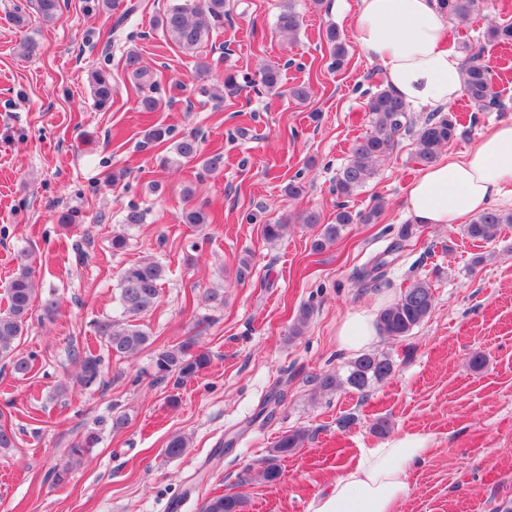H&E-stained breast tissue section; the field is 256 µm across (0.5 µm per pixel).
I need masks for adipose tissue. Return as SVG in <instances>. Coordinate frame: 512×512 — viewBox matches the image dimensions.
<instances>
[{"mask_svg":"<svg viewBox=\"0 0 512 512\" xmlns=\"http://www.w3.org/2000/svg\"><path fill=\"white\" fill-rule=\"evenodd\" d=\"M443 0H357L352 34L382 68L386 89L408 108L447 109L463 94L460 54L448 42ZM512 191V123L486 132L461 156L428 166L409 185L408 212L416 224H457L487 211ZM377 316L347 311L336 347L356 353L374 343ZM430 437L405 432L363 449L356 462L313 499L310 512H397L423 462Z\"/></svg>","mask_w":512,"mask_h":512,"instance_id":"adipose-tissue-1","label":"adipose tissue"}]
</instances>
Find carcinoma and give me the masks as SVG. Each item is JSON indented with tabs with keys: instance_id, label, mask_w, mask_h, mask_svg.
<instances>
[{
	"instance_id": "obj_1",
	"label": "carcinoma",
	"mask_w": 512,
	"mask_h": 512,
	"mask_svg": "<svg viewBox=\"0 0 512 512\" xmlns=\"http://www.w3.org/2000/svg\"><path fill=\"white\" fill-rule=\"evenodd\" d=\"M450 15L466 20L481 9L482 0H447ZM29 7L45 23L54 22L61 11V0H28ZM225 0H176L163 15L156 20V26L178 48L196 55V74L203 79L210 76L211 64L201 55V48L208 42L210 33L224 24ZM102 7L112 11L115 20L110 30L116 35L138 5L134 0H102ZM277 27L282 35L292 39L301 27L300 16L294 0H282L277 17ZM326 40L336 67L347 61L349 49L336 29L326 32ZM489 43L512 44V24H495L486 31ZM481 51H476L463 62L461 78L464 93L470 105L478 112L501 110L502 103L493 92L488 67L480 62ZM125 68L134 84L142 91L138 108L142 112H153L158 99L154 96L156 80L153 74L141 65V58L134 50H129L125 58ZM261 85L268 91L282 87V76L278 67L267 66L261 72ZM95 104L104 109L112 105L114 87L110 74L104 69L90 72ZM373 130L356 140L351 146L350 163L343 169L336 182V197L348 199L361 190L376 174L377 166L393 151L395 137L400 132H414L416 137L415 160L428 166L438 160L444 147L456 138L457 116L453 113L433 112L414 127L402 102L385 88L374 92L366 103ZM174 162L197 160L201 166L199 179L204 175L224 167V153L215 150L202 154L201 140L195 133L183 135L174 145ZM380 215L376 206L367 212H353L342 204H336L335 223L320 226L318 240L314 248L321 250L335 242L350 224H369ZM216 221L202 204H193L184 211V223L202 228ZM504 224H512V211L491 209L475 217L465 225V234L474 240L490 241L501 231ZM17 271L9 282L7 307L0 311V361L9 364L17 379L24 378L32 367L33 356L19 349V341L27 331L31 309L36 294L34 271L28 256H21ZM165 267L158 261L132 263L121 271L119 278L118 302L121 318L106 319L94 324V333L101 339L107 351L118 357L127 358L153 344L148 331L137 324V320L157 302ZM434 294L426 280H416L404 288L399 296L383 308L378 317V329L384 336L400 338L409 335L431 313ZM313 307H303L289 330L291 337L303 334ZM79 363L78 382L90 387L101 377V358L90 348L71 353ZM210 362L209 353L190 337L184 341L167 345L158 350L154 358L156 376L178 380L192 377ZM393 361L385 354L364 353L356 357L348 366L345 375L325 373L315 377L318 387L332 390L345 387L352 392L364 393L374 382H382L393 372ZM307 439L304 430H294L282 435L269 451L268 457L258 471L259 480L274 484L281 478L278 461L303 447ZM98 442V435L87 433L68 449L66 456L54 469V481L60 485L67 481L70 472L83 464ZM187 448L185 436H172L164 448L170 458L181 456ZM244 500L237 493L217 494L206 498L200 512H241Z\"/></svg>"
}]
</instances>
